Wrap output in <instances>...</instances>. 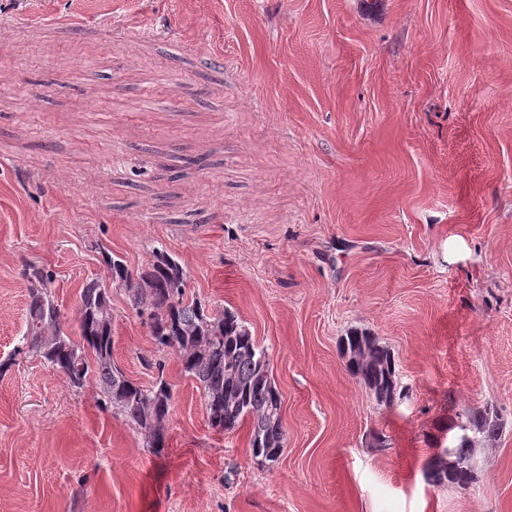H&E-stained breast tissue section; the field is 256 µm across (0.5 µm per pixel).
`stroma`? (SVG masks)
Wrapping results in <instances>:
<instances>
[{"instance_id":"obj_1","label":"stroma","mask_w":512,"mask_h":512,"mask_svg":"<svg viewBox=\"0 0 512 512\" xmlns=\"http://www.w3.org/2000/svg\"><path fill=\"white\" fill-rule=\"evenodd\" d=\"M203 165H194L196 157ZM165 247L187 298L238 313L285 449L217 433L164 357L167 446L21 346L35 262L69 334L80 291ZM112 358L156 371L112 296ZM395 355L394 407L343 336ZM505 428L466 488L441 428ZM0 512H512V0H16L0 13ZM464 417L469 424L470 438L461 437L460 440L448 447L445 453H440L428 462L426 466V475L429 481L436 485L448 482V485H456L466 488L476 479L477 444H491L497 441L504 430V425L488 407L483 409L465 408L456 413L454 417H449L444 430L450 432L459 430L460 424L466 430L467 424L457 420Z\"/></svg>"}]
</instances>
